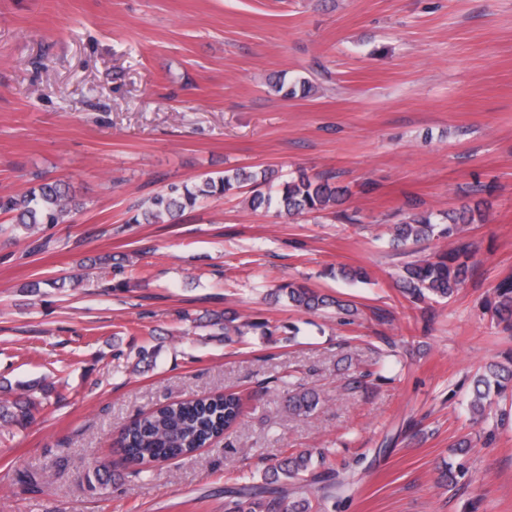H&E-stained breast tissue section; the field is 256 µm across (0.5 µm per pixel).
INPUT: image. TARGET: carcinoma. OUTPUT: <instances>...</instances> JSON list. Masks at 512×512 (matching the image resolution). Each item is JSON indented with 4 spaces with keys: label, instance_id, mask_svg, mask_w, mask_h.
<instances>
[{
    "label": "carcinoma",
    "instance_id": "obj_1",
    "mask_svg": "<svg viewBox=\"0 0 512 512\" xmlns=\"http://www.w3.org/2000/svg\"><path fill=\"white\" fill-rule=\"evenodd\" d=\"M250 189L249 205L253 211H275L290 218L322 213L336 208L348 196L349 189L336 183V173L329 171L311 176L301 171L281 187L271 186L267 170L244 168L208 176L193 187L171 185L151 196L148 206L129 219L134 224H163L175 220L188 209L204 201L226 195L233 190ZM482 201L464 205L445 216L442 228L429 214L408 215L404 221L390 227L391 241L396 245L417 244L434 237L448 240V247L433 255L416 259L403 267L400 277L402 292L417 301L451 299L472 278L477 261L470 245L460 242L466 226L482 219ZM84 204L69 194L61 180L41 182L21 197H0V214L11 215V224L0 225V232L15 235L32 234L41 224H64ZM271 298H283L296 309L311 314L334 313L351 316L354 309L337 297L308 287L304 283L287 282L270 293ZM493 318L503 330L512 331V279L501 281L494 289L491 302ZM200 324L212 327L224 343L241 342L248 331L262 336L274 335L265 322H242L235 312L216 314ZM512 381V367L489 364L474 377V394L470 410L474 420L486 411L484 400L491 392L502 399ZM320 403L317 392L298 387L288 393L286 409L292 416H306ZM36 404L34 396L10 402L0 401V425L20 424ZM245 412L242 396L235 392L173 401L143 414L121 434L119 443L126 463L136 472L160 462L188 456L237 427ZM326 464L323 453L290 454L268 470L264 483L249 490L228 491L224 512H323L325 503L333 497L334 484L326 482L325 472L317 468Z\"/></svg>",
    "mask_w": 512,
    "mask_h": 512
}]
</instances>
